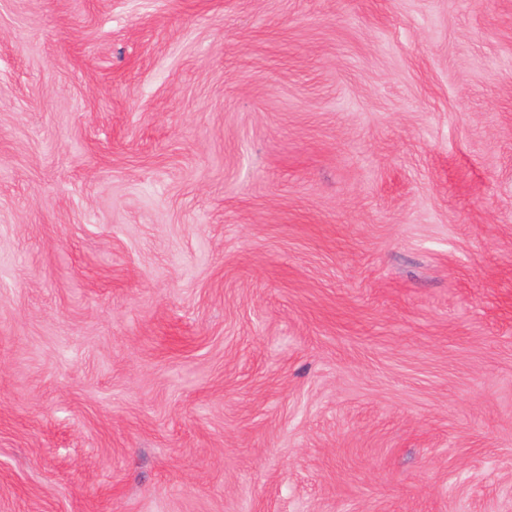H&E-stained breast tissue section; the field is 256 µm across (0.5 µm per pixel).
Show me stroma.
Segmentation results:
<instances>
[{"label":"stroma","instance_id":"stroma-1","mask_svg":"<svg viewBox=\"0 0 512 512\" xmlns=\"http://www.w3.org/2000/svg\"><path fill=\"white\" fill-rule=\"evenodd\" d=\"M0 512H512V0H0Z\"/></svg>","mask_w":512,"mask_h":512}]
</instances>
